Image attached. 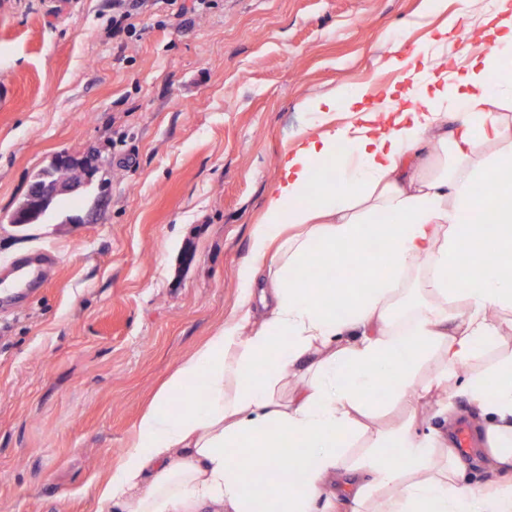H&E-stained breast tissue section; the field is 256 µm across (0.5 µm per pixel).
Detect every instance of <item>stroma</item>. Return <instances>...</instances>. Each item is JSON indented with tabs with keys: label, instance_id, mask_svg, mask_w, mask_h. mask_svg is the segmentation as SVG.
Listing matches in <instances>:
<instances>
[{
	"label": "stroma",
	"instance_id": "35a3bbf8",
	"mask_svg": "<svg viewBox=\"0 0 512 512\" xmlns=\"http://www.w3.org/2000/svg\"><path fill=\"white\" fill-rule=\"evenodd\" d=\"M145 0L141 39L112 0H0V278L47 251L22 310L0 307V512H100L138 415L224 322L281 155L318 120L306 99L401 89L411 51L458 0ZM109 163L38 224L8 215L58 156ZM143 0H113L112 1V31L114 34H125L128 38L140 37L136 27L128 20L143 3Z\"/></svg>",
	"mask_w": 512,
	"mask_h": 512
}]
</instances>
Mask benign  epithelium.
Masks as SVG:
<instances>
[{"instance_id":"obj_1","label":"benign epithelium","mask_w":512,"mask_h":512,"mask_svg":"<svg viewBox=\"0 0 512 512\" xmlns=\"http://www.w3.org/2000/svg\"><path fill=\"white\" fill-rule=\"evenodd\" d=\"M66 165L77 166L82 170V174L74 178H60L48 174L41 180L31 183L24 202L13 213L15 226L26 225L34 215L47 208L55 199L81 194L93 177V172L98 168L96 160L89 157L80 160L61 157L54 167Z\"/></svg>"}]
</instances>
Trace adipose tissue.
<instances>
[{
    "instance_id": "obj_1",
    "label": "adipose tissue",
    "mask_w": 512,
    "mask_h": 512,
    "mask_svg": "<svg viewBox=\"0 0 512 512\" xmlns=\"http://www.w3.org/2000/svg\"><path fill=\"white\" fill-rule=\"evenodd\" d=\"M476 38L491 47L473 60ZM476 38L462 36L467 64L453 74L430 48L389 49L385 66L408 82L401 100L387 93L367 110L355 89L307 102L324 129L283 154L234 307L141 411L99 487L102 512H369L376 495L380 512H512V357L470 371L512 322V117L501 110L512 0H493ZM336 112L349 122L333 126ZM432 144L441 162L430 169ZM478 214L491 223L463 224ZM368 238L383 271L301 280L318 259L366 264ZM410 287L415 303L396 310ZM199 383L206 401L189 402ZM460 394L500 482L464 483L469 464L447 434L419 433L412 417L346 459L345 440L381 401L414 409L431 397L449 423Z\"/></svg>"
}]
</instances>
